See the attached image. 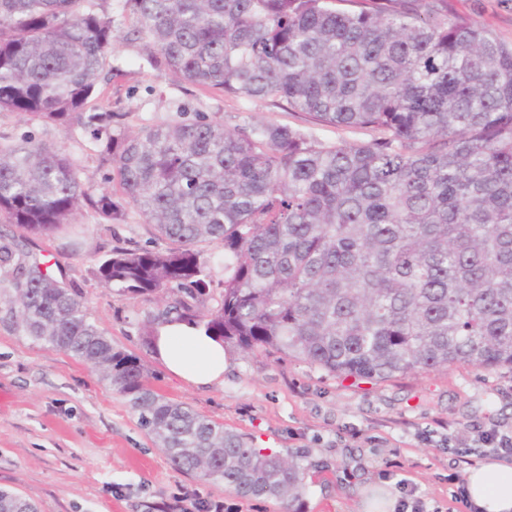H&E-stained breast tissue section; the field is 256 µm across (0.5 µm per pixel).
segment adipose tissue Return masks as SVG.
<instances>
[{
	"label": "adipose tissue",
	"mask_w": 512,
	"mask_h": 512,
	"mask_svg": "<svg viewBox=\"0 0 512 512\" xmlns=\"http://www.w3.org/2000/svg\"><path fill=\"white\" fill-rule=\"evenodd\" d=\"M152 351L168 373L194 386L223 384L230 364L223 342L188 320L159 323ZM465 495L476 512H512V461L488 458L470 466Z\"/></svg>",
	"instance_id": "obj_1"
}]
</instances>
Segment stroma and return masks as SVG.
Returning a JSON list of instances; mask_svg holds the SVG:
<instances>
[{
    "instance_id": "35a3bbf8",
    "label": "stroma",
    "mask_w": 512,
    "mask_h": 512,
    "mask_svg": "<svg viewBox=\"0 0 512 512\" xmlns=\"http://www.w3.org/2000/svg\"><path fill=\"white\" fill-rule=\"evenodd\" d=\"M445 7L512 42V0H446ZM112 65L111 78L99 84V109L113 113V128L128 134L204 115L228 128L270 122L327 141L367 138L152 67L138 40L121 42ZM24 137L64 148L85 185L105 188L106 133L66 131L0 112V141ZM75 221L40 246L46 260L64 268L113 346L141 359L158 394L252 437L257 447L300 455L307 492L289 505L247 499L179 471L99 372L0 327V487L34 502L38 512H177L174 496L183 491L241 512H368L383 492L398 501L421 498L428 512H458V476L493 454L479 446V434L512 432V370L506 368L461 365L367 381L331 376L273 350L246 356L231 346L223 384L200 388L169 376L143 341L159 303L119 294L96 275L112 249L155 247L152 226L132 207L105 224L86 205Z\"/></svg>"
}]
</instances>
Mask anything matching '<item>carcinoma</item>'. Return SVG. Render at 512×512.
I'll return each mask as SVG.
<instances>
[{
    "label": "carcinoma",
    "mask_w": 512,
    "mask_h": 512,
    "mask_svg": "<svg viewBox=\"0 0 512 512\" xmlns=\"http://www.w3.org/2000/svg\"><path fill=\"white\" fill-rule=\"evenodd\" d=\"M151 65L227 96L271 99L360 142L216 119L112 134L89 113L123 40L94 0H0V112L108 131L107 189L62 149L0 143V325L82 360L185 472L244 498L306 493L300 456L146 385L134 354L87 316L32 239L86 204L134 207L161 249L113 250L99 281L181 298L188 319L245 355L275 350L337 377L382 381L466 364L512 370V43L440 0H123ZM224 245L221 304L204 307L202 247ZM0 512H37L0 487Z\"/></svg>",
    "instance_id": "obj_1"
}]
</instances>
